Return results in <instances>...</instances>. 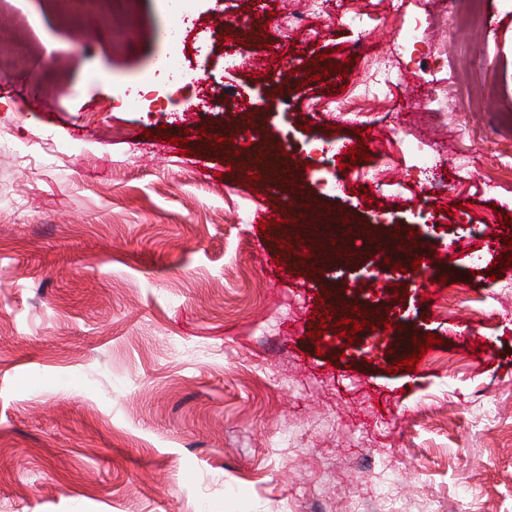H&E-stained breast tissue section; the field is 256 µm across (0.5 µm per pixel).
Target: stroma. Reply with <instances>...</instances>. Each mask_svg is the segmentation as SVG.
Segmentation results:
<instances>
[{"label": "stroma", "mask_w": 512, "mask_h": 512, "mask_svg": "<svg viewBox=\"0 0 512 512\" xmlns=\"http://www.w3.org/2000/svg\"><path fill=\"white\" fill-rule=\"evenodd\" d=\"M389 2L324 0L335 25L301 32L280 17L302 0H186L224 28L177 96L118 92L163 51L157 0H112L110 30L71 25L51 0L0 12L4 32L18 14L35 22L24 68L0 39V512H512L502 240L470 241L443 269L459 298L403 289L367 310L351 347L319 354L308 336L336 285L315 276L332 253L307 210L440 223L373 232L384 256L512 214V0H481L478 24L471 0H405L399 16ZM260 49L296 71L274 87L225 71V53ZM318 59L346 78L314 81ZM387 71L385 95L363 97ZM211 90L228 104L281 96L254 125L268 149L288 132L287 180L251 179L235 111L219 120L201 102ZM376 127L384 151L357 160L350 193L326 196L317 143ZM183 135L187 156L170 142ZM401 136L430 152L447 192L389 165ZM382 166L395 190L367 203L363 174ZM280 204L285 223L261 231L256 212ZM477 249L488 264L475 272ZM431 333L439 345L398 369Z\"/></svg>", "instance_id": "stroma-1"}]
</instances>
